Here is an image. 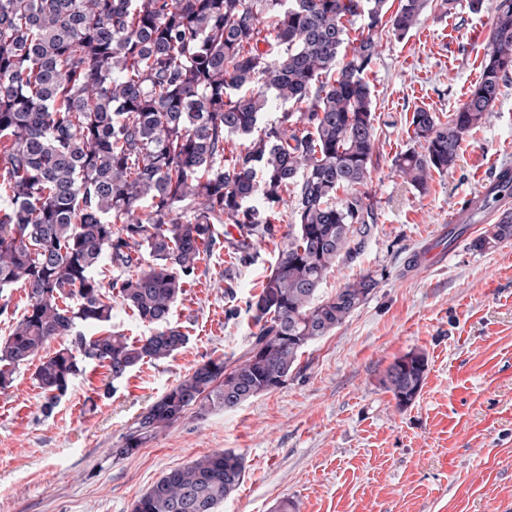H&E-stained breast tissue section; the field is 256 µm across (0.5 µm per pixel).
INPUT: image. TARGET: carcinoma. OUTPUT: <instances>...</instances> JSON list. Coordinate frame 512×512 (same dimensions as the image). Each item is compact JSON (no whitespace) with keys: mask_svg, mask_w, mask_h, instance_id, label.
I'll list each match as a JSON object with an SVG mask.
<instances>
[{"mask_svg":"<svg viewBox=\"0 0 512 512\" xmlns=\"http://www.w3.org/2000/svg\"><path fill=\"white\" fill-rule=\"evenodd\" d=\"M427 5L400 0L391 14L388 0H0V293L20 284L30 299L18 317L0 305L10 317L0 389L40 358L34 380L47 417L89 364L114 382L169 358L188 341L170 316L203 253L221 237L243 251L274 236L294 184L295 224L248 302L256 332L247 351L195 368L136 417L112 456L132 455L189 410L203 418L285 384L305 347L378 285L367 272L318 297L375 223L363 191L375 153L365 79L380 54L373 32L402 40ZM356 19L367 35L353 42ZM510 73L512 0H496L480 80L444 120L412 112L415 147L394 159L395 171L423 190L453 169L464 134L485 123ZM280 107L277 123L258 127ZM231 136L245 149L226 161ZM340 191L348 196L339 202ZM224 224L238 238L221 236ZM508 240L505 210L469 247ZM102 264L126 272L108 292L96 276ZM114 295L150 335L133 342L108 329ZM55 339L65 345L41 355ZM427 369L415 351L387 368L398 407L414 402ZM244 475L242 454L214 451L162 475L132 512H218Z\"/></svg>","mask_w":512,"mask_h":512,"instance_id":"cac0c4a2","label":"carcinoma"}]
</instances>
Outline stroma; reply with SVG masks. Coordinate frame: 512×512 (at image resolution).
I'll list each match as a JSON object with an SVG mask.
<instances>
[{
    "label": "stroma",
    "instance_id": "1",
    "mask_svg": "<svg viewBox=\"0 0 512 512\" xmlns=\"http://www.w3.org/2000/svg\"><path fill=\"white\" fill-rule=\"evenodd\" d=\"M494 0L472 12L431 6L402 40L387 32L367 74L376 163L367 191L376 220L364 252L327 274L320 294L372 272L378 285L344 324L312 342L280 388L233 409L186 415L133 455L115 459L123 435L157 397L218 356L234 359L255 327L259 294L294 221L296 196L278 207L280 231L249 259L216 245L175 304L189 337L171 357L145 362L103 396L107 370L89 365L50 416L33 367L0 389V512H132L164 473L211 452L243 454L245 477L221 512H512V240L483 253L473 226L428 273L407 275L409 256L448 228L455 201L495 168L512 165V76L488 120L467 132L456 166L418 191L394 170L411 147L409 120L423 107L447 117L479 79ZM425 354L427 377L401 409L382 383L390 364Z\"/></svg>",
    "mask_w": 512,
    "mask_h": 512
}]
</instances>
